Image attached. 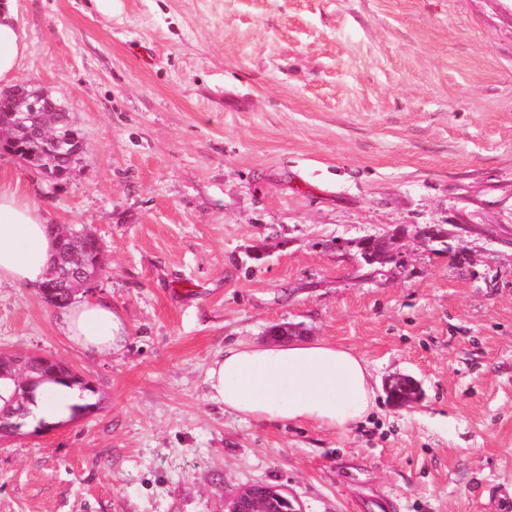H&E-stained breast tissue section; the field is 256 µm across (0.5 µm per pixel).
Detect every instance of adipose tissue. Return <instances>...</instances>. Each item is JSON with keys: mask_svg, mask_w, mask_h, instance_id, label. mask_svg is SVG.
<instances>
[{"mask_svg": "<svg viewBox=\"0 0 512 512\" xmlns=\"http://www.w3.org/2000/svg\"><path fill=\"white\" fill-rule=\"evenodd\" d=\"M25 43L13 0L0 5V81L13 76ZM48 219L17 191L0 188V286L39 288L55 257ZM56 328L74 348L98 355L120 352L128 330L104 296L72 299ZM206 396L245 420L294 422L345 430L375 405L363 358L342 346L319 342L280 345L238 343L211 359L205 371ZM86 396L77 388L45 381L28 406L31 422H68Z\"/></svg>", "mask_w": 512, "mask_h": 512, "instance_id": "adipose-tissue-1", "label": "adipose tissue"}]
</instances>
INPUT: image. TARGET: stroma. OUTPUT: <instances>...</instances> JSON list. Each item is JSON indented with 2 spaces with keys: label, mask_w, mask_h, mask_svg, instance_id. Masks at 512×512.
<instances>
[{
  "label": "stroma",
  "mask_w": 512,
  "mask_h": 512,
  "mask_svg": "<svg viewBox=\"0 0 512 512\" xmlns=\"http://www.w3.org/2000/svg\"><path fill=\"white\" fill-rule=\"evenodd\" d=\"M12 81L86 140L56 182L0 149V187L101 240L128 339L60 336L0 287V354L95 388L71 421L0 438V512H224L240 487L298 512H499L512 493V0H16ZM440 224L445 247L416 228ZM401 232L390 264L354 240ZM188 282V291L178 282ZM295 340L359 354L377 407L347 430L245 422L212 357ZM405 374L416 401L385 381ZM385 390L393 400L402 404L410 402L415 398L419 386L413 378L401 376L387 379Z\"/></svg>",
  "instance_id": "35a3bbf8"
}]
</instances>
